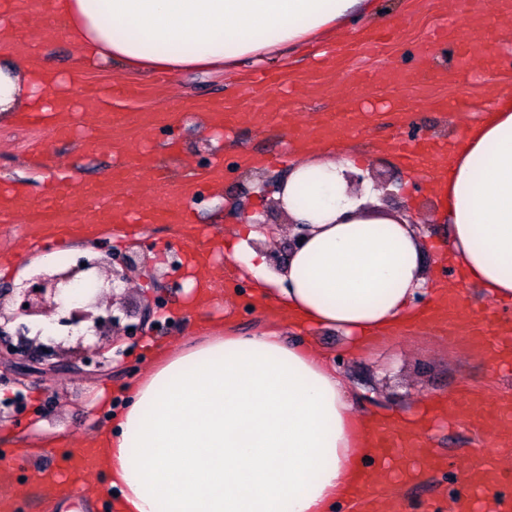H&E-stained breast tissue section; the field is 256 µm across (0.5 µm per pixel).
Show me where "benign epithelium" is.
Wrapping results in <instances>:
<instances>
[{"instance_id": "1", "label": "benign epithelium", "mask_w": 512, "mask_h": 512, "mask_svg": "<svg viewBox=\"0 0 512 512\" xmlns=\"http://www.w3.org/2000/svg\"><path fill=\"white\" fill-rule=\"evenodd\" d=\"M97 268L101 271L111 270V278L107 279L110 289H115V281L120 274L107 259H96L86 266L71 268L55 274H42L23 283L20 288H12L6 292L0 290V381L13 382L19 386L35 376L50 380L62 372L74 371L85 377H101L112 372L111 361L103 357L100 351L87 357L83 366L71 364L63 359L52 360L54 352H50L44 344L27 337L28 328L18 327L10 332L8 325L20 316H37L49 308L63 305L65 293L76 275L85 269ZM93 321V328L99 336L112 335V326L119 318L106 309V315L93 316L83 308L70 311V317L64 323L78 325L83 321Z\"/></svg>"}]
</instances>
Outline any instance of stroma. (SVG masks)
Segmentation results:
<instances>
[{"label": "stroma", "mask_w": 512, "mask_h": 512, "mask_svg": "<svg viewBox=\"0 0 512 512\" xmlns=\"http://www.w3.org/2000/svg\"><path fill=\"white\" fill-rule=\"evenodd\" d=\"M47 2L29 0L23 30L35 40L41 63L64 72L79 65V53L47 26ZM401 2L382 0L385 13L381 25L397 28L399 36L378 47L370 58H363L358 48L340 47L336 50L338 74L317 70L314 59L304 52L289 57L287 63L272 65L271 70L284 83L288 107L297 123L311 124L321 113L342 111L348 97L372 108L373 122L356 137L365 156L361 171L383 175L391 184L400 186V193L388 199V206H409L413 215L423 220L433 214L436 203L416 188L419 174L402 168L395 142L448 139L458 134L459 118L452 111V104L481 100L489 83L512 91V64L475 70L456 67L457 46L432 43L433 30L443 22L437 10L407 17L402 13ZM420 71L444 74L445 81L424 82L416 77ZM85 77L87 82L99 85L139 84L141 97L128 105L132 113L173 112L205 101L237 106V121L225 129L221 141H214L211 133L198 127L158 126L141 129L138 145L161 155L174 176L187 169L202 172L215 164L223 166L221 190L203 187L192 205L195 222L206 236L232 233L244 215L256 214L267 225L285 226L287 219L275 207L273 195L287 171L292 147L289 131L275 124L259 128L251 120L252 113L267 109L272 92L245 93V76L240 72L188 74L178 79L143 82L113 66L86 69ZM437 94L446 95L449 108L434 105ZM171 137L180 145V152L174 157L165 155L163 149ZM243 152L271 155L275 161L251 169L238 161ZM112 163L108 148L88 155L77 139L58 136L47 127L23 131L15 120L0 116V186L17 184L30 199L42 198L45 184L57 167H71L73 187L78 190L105 177ZM96 240L93 246L77 238L63 244L49 241L33 246L32 251L55 253L53 269L57 272L76 266L82 258L107 253L147 258L152 270L138 267L128 271L129 285L120 296L122 305L131 312L144 304H155V325L132 338L118 329L110 338L90 336L80 344L67 343L64 356L71 361L79 359L85 350L107 348L111 375L86 379L61 374L48 382L32 379L22 386L0 384V448L12 454L17 466L14 479L18 482L42 468L43 453L33 449V442L50 441L52 450L61 453L73 442L87 440L106 420V410L94 402V395L100 392L107 400H115L116 386L146 369L160 344L174 345L203 336L214 324L244 335L281 325L272 312L252 311L243 299L226 312L216 309L203 316H174V309L184 299L188 277L186 264L174 262L188 248L174 225L112 230L97 235ZM313 338L323 352L336 358L361 413L399 409L410 401L434 399L442 394L458 406L468 394L512 393V366H499L464 340L448 339L433 329L417 327L400 336L379 338L360 356L345 354L340 333L318 330ZM52 398L57 401L53 407L48 404ZM428 437L432 450L446 456V467L397 487L385 484L379 491L383 505H394L401 497L408 503L409 512H448L451 498L463 487V469L498 453L485 422L458 409L447 418L434 420Z\"/></svg>", "instance_id": "1"}]
</instances>
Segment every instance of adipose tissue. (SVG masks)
I'll list each match as a JSON object with an SVG mask.
<instances>
[{
	"label": "adipose tissue",
	"instance_id": "obj_1",
	"mask_svg": "<svg viewBox=\"0 0 512 512\" xmlns=\"http://www.w3.org/2000/svg\"><path fill=\"white\" fill-rule=\"evenodd\" d=\"M48 8L84 62L145 77L256 66L301 47L327 69L336 41L381 16L378 0H50ZM12 11L0 10V37L13 43L0 64V112H53L83 73L44 68ZM490 27L512 42V0L467 21L476 40ZM362 161L345 141H313L292 155L275 201L305 231L281 269L267 263L281 232L251 226L230 242L256 309L276 308L291 329L337 331L358 355L438 297L411 214L382 206L371 182L349 183ZM424 190L437 203L430 223L448 229L449 263L488 300H512L511 92L488 88ZM120 391L121 407L108 409L93 436L104 512H333L359 476L389 478L366 468L372 423L431 424L415 402L402 413H358L328 356L277 330L213 327L159 350Z\"/></svg>",
	"mask_w": 512,
	"mask_h": 512
}]
</instances>
